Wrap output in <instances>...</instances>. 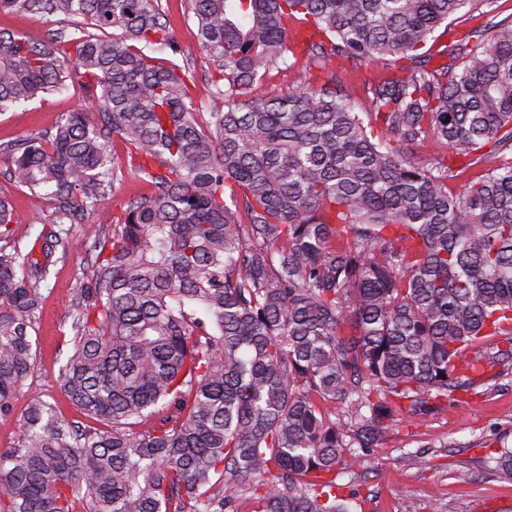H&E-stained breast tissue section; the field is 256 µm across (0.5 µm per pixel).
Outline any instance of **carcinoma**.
I'll return each instance as SVG.
<instances>
[{
    "mask_svg": "<svg viewBox=\"0 0 512 512\" xmlns=\"http://www.w3.org/2000/svg\"><path fill=\"white\" fill-rule=\"evenodd\" d=\"M190 2L205 114L157 0H0L81 19L0 33V112L76 86L96 106L0 143L10 179L70 224L122 178L117 137L147 187L83 243L39 234L38 257L11 244L0 199V415L35 370L50 266L81 249L59 381L95 422L30 393L0 451V512H363L342 478L392 426L512 380V15L496 0ZM468 6L486 21L432 51ZM302 60L398 74L367 112L310 81L250 97ZM434 143L446 151L416 161ZM489 460L512 480V448Z\"/></svg>",
    "mask_w": 512,
    "mask_h": 512,
    "instance_id": "1",
    "label": "carcinoma"
}]
</instances>
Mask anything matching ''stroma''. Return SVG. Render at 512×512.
I'll use <instances>...</instances> for the list:
<instances>
[{"label":"stroma","mask_w":512,"mask_h":512,"mask_svg":"<svg viewBox=\"0 0 512 512\" xmlns=\"http://www.w3.org/2000/svg\"><path fill=\"white\" fill-rule=\"evenodd\" d=\"M159 8L179 48L177 61L190 68L195 79L194 96L200 110L210 101V72L191 12L190 0H159ZM389 62L378 61L358 68L340 65L329 80L333 89L351 91L365 102L367 89L390 75ZM79 89H69L0 113V143L51 129L63 113L91 108ZM132 175L114 182L108 197L83 219L70 225L69 235L82 239L92 229L110 227L123 204L142 193ZM12 197L17 222L12 241L30 249L50 218L49 205L30 201L9 177L0 176V196ZM82 252H74L51 267L45 282L46 300L34 334L36 364L25 389L13 400L10 414L0 416V450L17 440L28 392L43 393L57 414L70 420L80 414L64 395L58 378L67 355L64 322L70 296L86 280ZM512 444V382L503 381L484 396H473L449 406L446 413L428 419L415 430L396 425L381 448L375 449L365 470L353 476L360 493L372 501L365 512H512V481L497 477L484 460L486 445ZM467 469L471 478H454L456 469Z\"/></svg>","instance_id":"1"}]
</instances>
